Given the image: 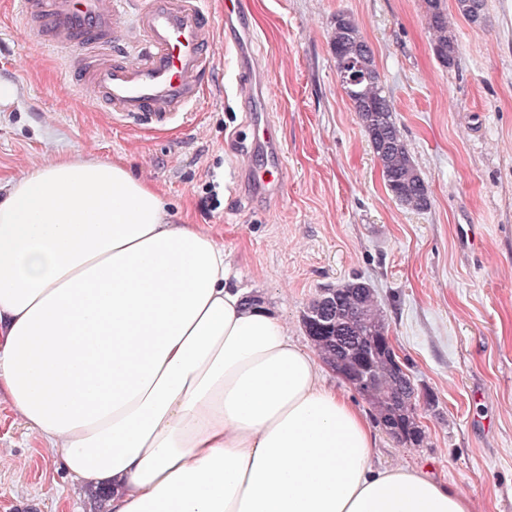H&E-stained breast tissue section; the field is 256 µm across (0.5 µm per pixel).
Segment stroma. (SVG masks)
<instances>
[{
  "label": "stroma",
  "instance_id": "obj_1",
  "mask_svg": "<svg viewBox=\"0 0 512 512\" xmlns=\"http://www.w3.org/2000/svg\"><path fill=\"white\" fill-rule=\"evenodd\" d=\"M351 15L370 44L395 121L428 186L414 211L386 189L369 140L336 79L329 34ZM455 65L436 58L423 0H249L238 47L225 49L195 112L164 133L114 122L75 92L78 53L44 49L0 0V182L62 154L123 160L153 185L173 223L209 227L233 285L261 297L310 346L302 315L358 276L374 289L418 390L426 438L378 429L376 460L422 469L468 496L471 512H512V0H485L475 26L449 8ZM258 76L250 111L235 95L243 60ZM270 118L282 187L247 182L250 124ZM215 184L220 206L200 204ZM52 449L0 400V512H98Z\"/></svg>",
  "mask_w": 512,
  "mask_h": 512
}]
</instances>
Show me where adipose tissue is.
<instances>
[{
	"label": "adipose tissue",
	"instance_id": "ef3b65f1",
	"mask_svg": "<svg viewBox=\"0 0 512 512\" xmlns=\"http://www.w3.org/2000/svg\"><path fill=\"white\" fill-rule=\"evenodd\" d=\"M0 399L103 512H470L375 465L366 413L120 160L0 185Z\"/></svg>",
	"mask_w": 512,
	"mask_h": 512
}]
</instances>
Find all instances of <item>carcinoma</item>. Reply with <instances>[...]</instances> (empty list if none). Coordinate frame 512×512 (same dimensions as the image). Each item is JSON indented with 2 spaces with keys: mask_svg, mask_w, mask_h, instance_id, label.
Here are the masks:
<instances>
[{
  "mask_svg": "<svg viewBox=\"0 0 512 512\" xmlns=\"http://www.w3.org/2000/svg\"><path fill=\"white\" fill-rule=\"evenodd\" d=\"M426 20L437 58L446 66L458 58V41L448 18L446 0H424ZM457 11L471 24L485 20L484 0H456ZM336 64L347 63L346 72L365 73L374 82L359 86L362 99L352 100L363 130L377 159L385 187L402 205L425 210L430 204L428 187L416 168L393 118L374 54L356 20L336 15L329 35ZM303 325L323 361L341 374L360 378L358 390L372 406L375 420L385 428L400 427L399 441L418 445L424 431L417 417L418 395L410 378L382 350L389 338L383 311L372 288L353 279L312 301Z\"/></svg>",
  "mask_w": 512,
  "mask_h": 512,
  "instance_id": "carcinoma-1",
  "label": "carcinoma"
}]
</instances>
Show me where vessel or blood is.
I'll return each instance as SVG.
<instances>
[{"instance_id": "1", "label": "vessel or blood", "mask_w": 512, "mask_h": 512, "mask_svg": "<svg viewBox=\"0 0 512 512\" xmlns=\"http://www.w3.org/2000/svg\"><path fill=\"white\" fill-rule=\"evenodd\" d=\"M16 0L19 14L53 52L80 50L89 59L79 92L89 94L129 127L169 130L186 119L212 79L217 28L232 31L247 0H224V16L207 13L202 0ZM252 145L264 150L263 170L251 180L279 190L285 161L267 121L254 126Z\"/></svg>"}]
</instances>
